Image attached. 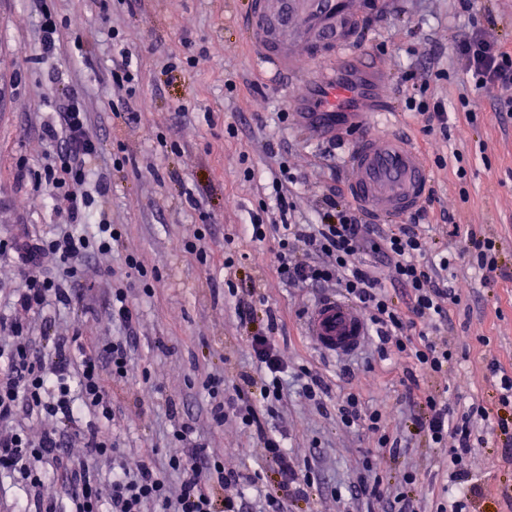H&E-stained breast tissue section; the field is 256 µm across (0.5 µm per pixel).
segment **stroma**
Instances as JSON below:
<instances>
[{
    "label": "stroma",
    "instance_id": "35a3bbf8",
    "mask_svg": "<svg viewBox=\"0 0 512 512\" xmlns=\"http://www.w3.org/2000/svg\"><path fill=\"white\" fill-rule=\"evenodd\" d=\"M250 0H0V241L22 230L47 235L62 224L69 203L51 200L31 179H19V167L38 168L49 151L41 136L45 122L56 118L61 85L84 93L91 129L100 139L99 169L111 187L106 212L119 240L112 252H91L89 265L100 270L85 284L95 314L82 308L62 313L46 310L50 335L81 334L83 341L116 335L106 311L110 289L125 278L124 259L132 254L162 275L152 293L132 283L129 302L137 311L138 346L125 381L108 382L115 416L103 428L116 440L129 469L146 458L164 466L168 437L177 419L196 420V435L224 462L225 468H263V491L276 495L273 466H261L254 443L238 420L215 424L207 410V378L236 384L260 371L246 346L248 337L265 332L267 310L283 313L275 343L288 367L308 366L322 374L332 392L324 407L289 389L275 423L288 431V446L299 464L311 465L316 481L306 499L292 502L288 512H343L336 488L352 481L362 468L371 436L342 425L336 403L350 392L367 407L382 410L391 432L409 437L413 407L405 402L401 380L405 364L379 360L375 336H367L346 355L320 353L304 334L305 316L315 304L309 288L286 286L272 263L267 245L239 236L241 225L267 198L281 167L304 175L290 198L297 219L311 220L325 187L345 177L348 147L329 150L294 116L296 87L276 81L252 59L242 28ZM473 14L489 18V36L512 44V0H472ZM61 26V48L49 62L40 57L43 10ZM469 13V14H472ZM469 14L458 0H392L360 41L361 54L386 70L381 99L397 114L403 132L419 148L435 192L427 223L420 230L435 249L456 250L440 223L448 213L461 230L476 229L499 247V273L481 283L469 266L455 262L444 277L461 298L452 306L448 343L454 360L448 374L424 379L433 390L450 389L466 402L479 403L512 422V406L498 403V388L487 369L496 361L512 375V118H500L494 106L512 97V87L482 92L481 110L473 120L451 115L449 140L423 136L418 113L406 99L414 85L427 84V94L455 105L466 88L453 46L468 33ZM117 31L132 53L135 88L113 82L110 31ZM439 56L424 63L425 48ZM414 81H406L409 67ZM441 70L442 79L430 69ZM137 112V121L122 118ZM289 113L280 123L278 113ZM237 126L230 136L228 126ZM177 141L168 151L162 140ZM279 144L270 155L266 143ZM461 162H453V154ZM448 158L439 167L435 156ZM466 179H457V166ZM202 228L207 263L182 249ZM234 243H227V236ZM235 265L225 268L227 258ZM238 288L230 296L224 284ZM255 291L264 297L251 322L239 323L237 297ZM480 442L460 464L477 488L469 512H512V434L481 425ZM405 453L377 457V471L396 485L404 471H418L408 495L435 501L444 497L450 471L447 448L430 447L409 438Z\"/></svg>",
    "mask_w": 512,
    "mask_h": 512
}]
</instances>
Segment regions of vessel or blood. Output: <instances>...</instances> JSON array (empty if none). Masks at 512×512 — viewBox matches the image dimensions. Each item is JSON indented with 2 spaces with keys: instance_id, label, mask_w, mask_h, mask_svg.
Wrapping results in <instances>:
<instances>
[{
  "instance_id": "b4317fda",
  "label": "vessel or blood",
  "mask_w": 512,
  "mask_h": 512,
  "mask_svg": "<svg viewBox=\"0 0 512 512\" xmlns=\"http://www.w3.org/2000/svg\"><path fill=\"white\" fill-rule=\"evenodd\" d=\"M366 11L363 0H252L247 29L257 61L276 76L288 75L303 56L345 72L341 82L299 81L311 111L328 122L334 113L369 106L362 80L377 82L383 75L376 63L357 56ZM392 123L391 116H384L382 131L362 135L347 157L351 198L380 217L417 209L428 192L425 167L410 142L390 133ZM304 331L321 352L345 355L365 339L366 319L350 302L331 297L309 313Z\"/></svg>"
}]
</instances>
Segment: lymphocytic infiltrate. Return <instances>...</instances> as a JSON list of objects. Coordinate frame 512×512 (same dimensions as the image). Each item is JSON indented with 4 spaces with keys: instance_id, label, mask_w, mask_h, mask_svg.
I'll use <instances>...</instances> for the list:
<instances>
[{
    "instance_id": "lymphocytic-infiltrate-1",
    "label": "lymphocytic infiltrate",
    "mask_w": 512,
    "mask_h": 512,
    "mask_svg": "<svg viewBox=\"0 0 512 512\" xmlns=\"http://www.w3.org/2000/svg\"><path fill=\"white\" fill-rule=\"evenodd\" d=\"M455 49L461 72L476 91L475 97H460L456 109L470 118L479 109V92L512 86V49L488 39L478 26ZM57 110L58 122L41 129L52 149L42 169L34 171L33 180L49 185L53 194L69 201L65 227L54 239L24 235L0 245L1 256L15 259L21 279L12 298L0 305V332L8 335L7 344L0 345V474L15 476L25 491H32L45 479L44 462L60 458L65 448L76 444L85 448L87 458L73 462L66 479L64 494L70 512H147L151 505L161 512H216L220 496L226 501L223 512H246L251 491L263 482L261 471L225 470L217 455L194 440L193 421H183L173 431L174 447L167 466L181 477L175 492L153 463H142L134 472L126 470L115 441L102 433L100 421L113 417L112 396L104 379L127 377L136 345L138 317L126 289H113L108 308L121 333L103 343L84 345L74 337L50 341L35 330V318L49 303L83 305L84 281L92 273L84 262L86 254L93 249L111 251L118 240L98 204L110 187L94 177L102 146L90 129L82 93L70 89ZM297 181L287 171L273 180L278 219L267 224L262 217H253L246 234L251 241L270 242L272 262L283 282L315 288L339 286L367 312L379 339L380 357L393 355L412 362L406 380L408 399L417 406L411 419L413 433L438 446L451 439L456 442L448 451V462L456 467L452 480L460 486L459 495L449 503H437L436 512H465L473 490L457 464L471 451L475 424L488 420L490 412L472 404L462 415H455L447 393L424 391L419 383L423 376L446 375L453 359L447 340L439 336L448 321L449 305L459 301L442 276L451 256H439L434 262L428 259L429 246L418 229L426 208L412 213L408 223L385 229L370 222L361 209L340 203L344 191L338 186L322 195L316 223H292L288 187ZM48 263L55 266L56 276L42 275ZM393 287L404 289L405 306L394 303L389 293ZM266 316V332L249 339L263 371L259 396L239 386L219 395L215 379L209 380L207 390L213 422H222L229 412L236 415L261 459L277 466L281 494L266 498V512H287L289 502L306 497L314 475L311 469L295 465L286 432L270 427L264 415L265 409L283 400L284 381L292 374L276 349L274 335L280 318L271 310ZM292 375L301 381L306 399L318 404L328 396L330 386L318 372L302 366ZM24 409L54 417L59 425L31 439L13 424ZM86 412L93 414L94 421L83 426L79 419ZM338 413L345 427L376 436L375 454L398 455L401 440L390 434L381 410L365 408L351 393L339 402ZM92 459L108 463V479L90 469ZM348 498L357 512H370L373 500L381 498L397 512H425L426 507L423 500L385 483L368 459L351 482Z\"/></svg>"
}]
</instances>
